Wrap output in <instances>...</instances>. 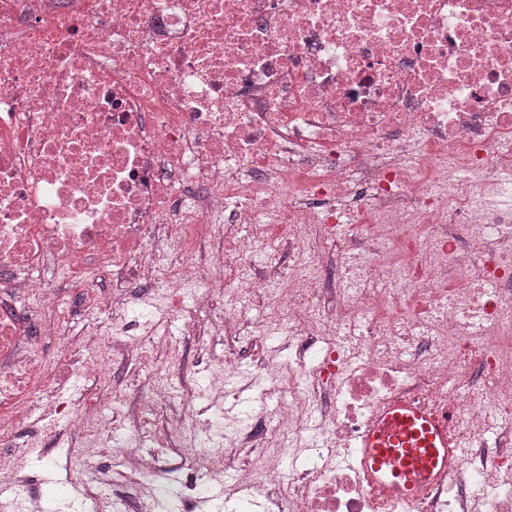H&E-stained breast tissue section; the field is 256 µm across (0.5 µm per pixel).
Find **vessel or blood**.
Returning a JSON list of instances; mask_svg holds the SVG:
<instances>
[{
	"label": "vessel or blood",
	"mask_w": 512,
	"mask_h": 512,
	"mask_svg": "<svg viewBox=\"0 0 512 512\" xmlns=\"http://www.w3.org/2000/svg\"><path fill=\"white\" fill-rule=\"evenodd\" d=\"M451 417L410 401L389 404L362 435L357 458L371 482L409 501L431 481L460 470Z\"/></svg>",
	"instance_id": "1"
}]
</instances>
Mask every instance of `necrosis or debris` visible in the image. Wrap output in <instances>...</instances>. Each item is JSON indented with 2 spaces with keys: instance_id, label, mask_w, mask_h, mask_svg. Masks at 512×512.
I'll use <instances>...</instances> for the list:
<instances>
[{
  "instance_id": "necrosis-or-debris-1",
  "label": "necrosis or debris",
  "mask_w": 512,
  "mask_h": 512,
  "mask_svg": "<svg viewBox=\"0 0 512 512\" xmlns=\"http://www.w3.org/2000/svg\"><path fill=\"white\" fill-rule=\"evenodd\" d=\"M74 278L108 316L79 346ZM142 282L197 335L288 341L242 445L293 463L243 458L226 512H512V0H0V446L43 404L81 436L67 512H159L186 468L198 512L233 466L188 413L147 428L179 394L155 319L119 318ZM120 361L155 381L118 442L70 383ZM398 399L451 412L462 456L409 503L347 460ZM0 488L41 512L2 461Z\"/></svg>"
}]
</instances>
